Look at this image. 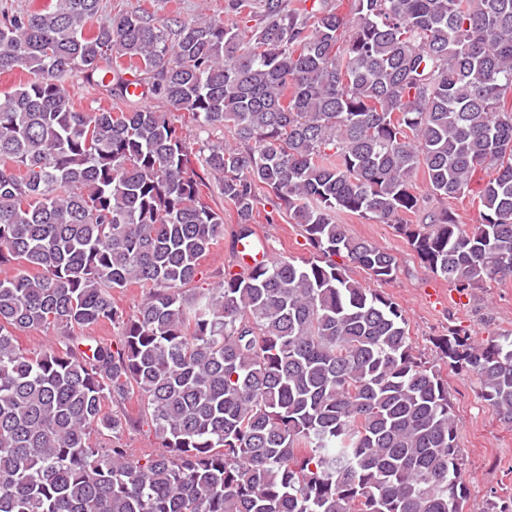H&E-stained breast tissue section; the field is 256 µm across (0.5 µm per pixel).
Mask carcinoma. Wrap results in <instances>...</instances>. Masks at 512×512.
Segmentation results:
<instances>
[{
  "label": "carcinoma",
  "mask_w": 512,
  "mask_h": 512,
  "mask_svg": "<svg viewBox=\"0 0 512 512\" xmlns=\"http://www.w3.org/2000/svg\"><path fill=\"white\" fill-rule=\"evenodd\" d=\"M351 2L0 13V74L25 73L0 92V512H462L448 377L334 256L397 278L348 215L459 292L512 278V0ZM73 72L115 105L78 109ZM174 111L232 140L196 150ZM479 169L463 224L447 200ZM420 173L440 206L413 224ZM214 189L234 245L284 214L313 253L195 286L224 238ZM131 284L133 315L112 297ZM104 322L118 341L74 334ZM49 328L64 340L18 347ZM436 347L512 427V334ZM134 395L157 452L121 443L108 403ZM180 3L182 16L186 18L196 15L202 7L212 15L224 17V0H181ZM62 337L53 331L25 330L17 332L16 341L24 351L39 352L48 344L58 342Z\"/></svg>",
  "instance_id": "carcinoma-1"
}]
</instances>
